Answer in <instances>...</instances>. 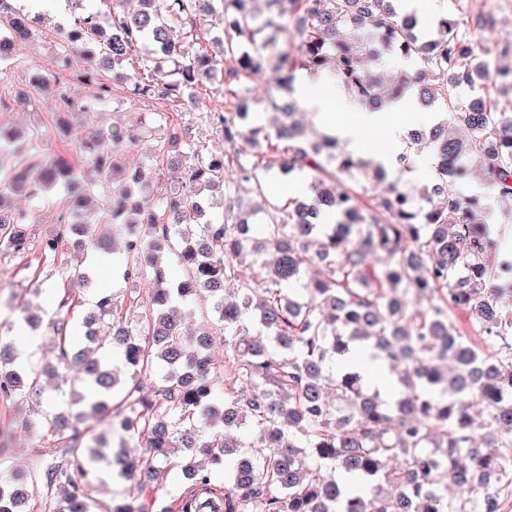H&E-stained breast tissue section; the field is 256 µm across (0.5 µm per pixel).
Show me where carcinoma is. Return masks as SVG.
Masks as SVG:
<instances>
[{"label":"carcinoma","mask_w":512,"mask_h":512,"mask_svg":"<svg viewBox=\"0 0 512 512\" xmlns=\"http://www.w3.org/2000/svg\"><path fill=\"white\" fill-rule=\"evenodd\" d=\"M112 0V17L96 12L73 16L58 28L56 54L80 55L86 69L78 81L95 87L86 97L69 93L35 73L31 95L12 93L13 57L0 60V106L34 99L66 102L55 115L59 138L71 133L70 117L101 112L115 102L112 82L140 97L174 99L183 110L197 99L204 82L227 73V84L267 71L274 76L272 108L287 121L274 131L244 126L220 113L214 124L238 158L229 173L224 152L207 150L172 126L155 162L127 165L122 156L140 140L133 129L84 139L77 171L59 156H44L13 167L0 179V247H29L26 213L12 210L25 195L54 205L53 194L67 189L56 230L42 241L44 257H56L62 239L75 244L94 238L97 224L90 199L110 188L109 223L125 232L122 277L149 278L142 330L122 324L113 296L81 318L85 343H73L57 327L52 365L21 368L0 349V397L41 403L44 377L57 370L77 380L91 399L80 409L56 396L57 408L40 420L64 457L52 448L21 475L0 480V512H95L96 465L111 460V475L132 482L136 499L112 502L106 512H151L153 482L170 471L175 450L193 493L178 510L162 512H497L488 486L512 484V347L490 356L461 334L455 313L477 316L488 336L512 332L489 282H512V261L492 269L486 255L496 243L476 221L485 205L479 195L455 185L464 176L465 155L487 156L495 197L512 204V113L485 95L491 63L477 59L473 43L448 17L427 26L404 14L400 0H265L260 19L255 0ZM221 13L234 40L218 52L192 50L209 30L197 25ZM38 18L0 0V32L17 45L28 40ZM294 30V49L281 48L265 30ZM149 43L143 60L147 75L125 72L124 63ZM236 66L224 71V55ZM389 53L417 57L420 68L385 78L366 70L365 60ZM172 63L167 70L166 63ZM112 70V80L101 72ZM325 72L347 93L372 108L414 85L422 105L448 101V122L429 135L409 136L397 156L400 171L414 156L434 154L436 186L449 189L444 204L392 184L387 195L365 207L341 176L368 179L382 169L346 152L334 137L309 140L278 103L291 94L296 72ZM463 88L470 103L458 104ZM283 144L277 164L288 172L311 174L308 192L272 207L261 186L268 167L247 160L262 143ZM185 164L178 189L159 186L156 171ZM255 184L257 210L267 222L256 233L244 219L231 223L211 217L230 214L237 189ZM173 252L184 277L174 282L158 249ZM322 262L325 279L306 278V267ZM207 295L210 312L224 336H238L243 323L252 336L233 346L238 374L247 378L246 396L222 393L209 353L213 334L184 338V307ZM425 298L427 309H409ZM374 351L397 373L400 390L384 398L370 388L351 363L355 353ZM162 372L156 398L145 394L142 377ZM479 400L487 421L476 427L470 400ZM105 420L113 430L137 440L107 456L89 421ZM257 434L251 451H240V431ZM202 455L207 465L196 464ZM401 458L402 466L387 462ZM227 475V492L214 482Z\"/></svg>","instance_id":"obj_1"}]
</instances>
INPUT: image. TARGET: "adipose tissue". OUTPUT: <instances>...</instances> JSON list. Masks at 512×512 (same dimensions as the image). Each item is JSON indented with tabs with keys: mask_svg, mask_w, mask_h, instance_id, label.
Segmentation results:
<instances>
[{
	"mask_svg": "<svg viewBox=\"0 0 512 512\" xmlns=\"http://www.w3.org/2000/svg\"><path fill=\"white\" fill-rule=\"evenodd\" d=\"M294 95L308 111L319 116L326 132L335 135L356 156L375 153L388 163L385 147L403 151L402 136L417 117V105L410 96L389 102L384 108L370 109L346 92L307 77L294 82Z\"/></svg>",
	"mask_w": 512,
	"mask_h": 512,
	"instance_id": "obj_1",
	"label": "adipose tissue"
}]
</instances>
